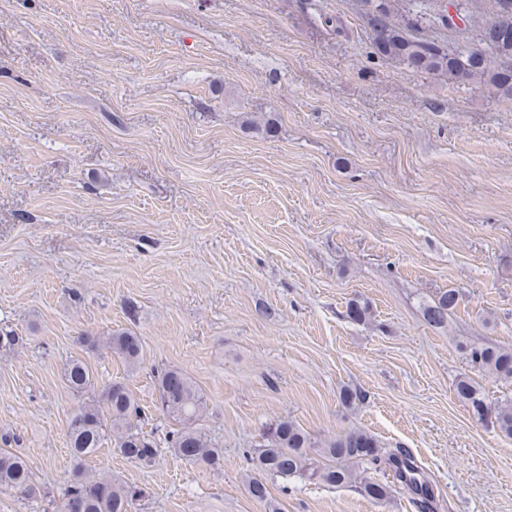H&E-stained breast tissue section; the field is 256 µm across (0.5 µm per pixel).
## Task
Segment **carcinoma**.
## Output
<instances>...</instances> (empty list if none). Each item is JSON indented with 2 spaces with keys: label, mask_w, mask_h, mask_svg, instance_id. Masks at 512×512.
I'll return each instance as SVG.
<instances>
[{
  "label": "carcinoma",
  "mask_w": 512,
  "mask_h": 512,
  "mask_svg": "<svg viewBox=\"0 0 512 512\" xmlns=\"http://www.w3.org/2000/svg\"><path fill=\"white\" fill-rule=\"evenodd\" d=\"M432 0H408L407 28L391 19V0H372L367 24L373 33L376 51L420 72L442 77L450 83H472L493 94L512 98V42L497 43L492 38L495 24L479 30L478 41L489 53L481 50L445 47L434 41L417 40L407 29L426 22L444 26L453 24L448 15L429 13ZM458 295L448 290L424 311L426 321L434 326L448 323L449 313L457 306ZM86 343L92 349L100 347L127 364H134L140 355V339L130 331L109 336H89ZM472 368L484 371L512 384V349L493 345H473L468 351ZM63 377L70 390L83 401L75 409L68 425L67 444L75 462L73 478L67 485L59 512H131L141 489L110 475L94 474L84 462L107 442L127 461L149 469L158 464L161 449L151 436L138 427L141 411L130 389L121 382L102 387L88 363L80 358L67 361ZM158 405L178 428L169 432L167 444L174 454L190 464L220 466L224 450L215 445L201 426L205 411L204 395L195 382L178 368L158 373ZM457 397L471 409L480 423H490L512 438V404L489 400L478 384L468 376L455 383ZM322 448L331 464L321 468L308 455L311 448ZM256 475L249 478L247 490L252 498H268L266 483L261 475L283 479H316L332 487L356 486L365 496L380 502L386 499L391 486L363 476L366 470L387 468L395 481L413 494L417 512H436L440 493L412 453L401 447L386 448L371 434L351 430L336 439L319 442L312 435L287 419L271 424L263 443L251 458ZM11 491L27 499L41 496L33 481L31 468L24 457L0 448V492Z\"/></svg>",
  "instance_id": "cac0c4a2"
}]
</instances>
